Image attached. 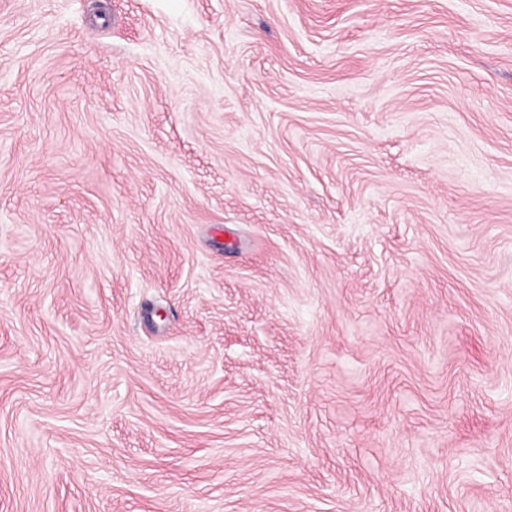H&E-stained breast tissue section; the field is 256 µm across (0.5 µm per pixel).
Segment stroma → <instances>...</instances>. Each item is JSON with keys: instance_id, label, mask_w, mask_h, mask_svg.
Instances as JSON below:
<instances>
[{"instance_id": "35a3bbf8", "label": "stroma", "mask_w": 512, "mask_h": 512, "mask_svg": "<svg viewBox=\"0 0 512 512\" xmlns=\"http://www.w3.org/2000/svg\"><path fill=\"white\" fill-rule=\"evenodd\" d=\"M0 512H512V0H0Z\"/></svg>"}]
</instances>
